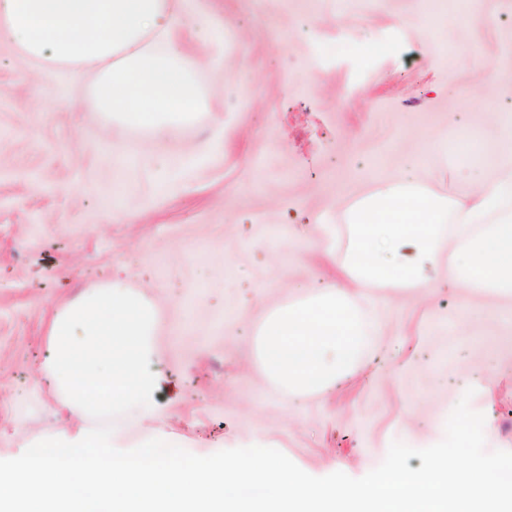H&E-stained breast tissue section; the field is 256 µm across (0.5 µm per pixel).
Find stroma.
Segmentation results:
<instances>
[{"label": "stroma", "instance_id": "1", "mask_svg": "<svg viewBox=\"0 0 512 512\" xmlns=\"http://www.w3.org/2000/svg\"><path fill=\"white\" fill-rule=\"evenodd\" d=\"M425 2L191 0L224 38L179 26L209 100L165 139L104 124L81 77L0 41V460L71 433L45 370L49 323L119 267L156 310L160 416L115 418L118 449L261 445L359 478L392 441H440L468 392L487 449L512 451V300L471 295L446 268L424 263L422 290L364 289L365 349L325 391L286 390L258 357L270 312L342 281L361 196L391 180L471 195L447 143L512 121V96L482 79L512 70V0H472L427 35L410 23ZM162 162L177 165L164 184Z\"/></svg>", "mask_w": 512, "mask_h": 512}]
</instances>
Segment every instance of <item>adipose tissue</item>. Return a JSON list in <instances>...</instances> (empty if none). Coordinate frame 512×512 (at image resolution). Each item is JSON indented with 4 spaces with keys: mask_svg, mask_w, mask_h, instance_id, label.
<instances>
[{
    "mask_svg": "<svg viewBox=\"0 0 512 512\" xmlns=\"http://www.w3.org/2000/svg\"><path fill=\"white\" fill-rule=\"evenodd\" d=\"M189 0H0V36L87 79L92 111L153 137L195 122L206 95L174 37Z\"/></svg>",
    "mask_w": 512,
    "mask_h": 512,
    "instance_id": "obj_1",
    "label": "adipose tissue"
}]
</instances>
